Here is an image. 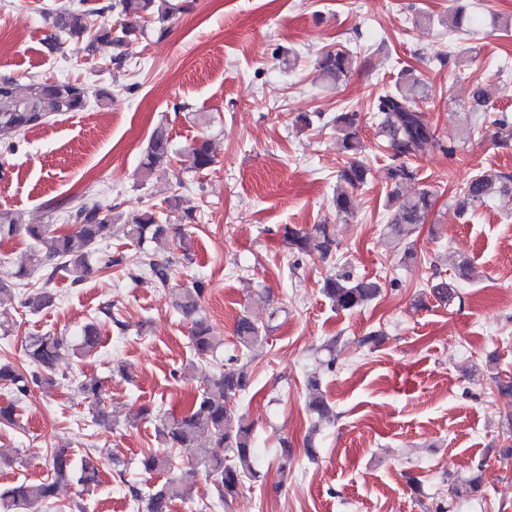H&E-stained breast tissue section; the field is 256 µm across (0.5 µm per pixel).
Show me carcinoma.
Listing matches in <instances>:
<instances>
[{
	"label": "carcinoma",
	"mask_w": 512,
	"mask_h": 512,
	"mask_svg": "<svg viewBox=\"0 0 512 512\" xmlns=\"http://www.w3.org/2000/svg\"><path fill=\"white\" fill-rule=\"evenodd\" d=\"M85 5L86 0H79L75 10L53 18L54 32L47 36L46 44L55 49L63 35L88 38L91 50L98 43H109L117 49L110 59L111 69L116 71L125 65L122 46L143 32L141 24H154L153 32L163 38L169 33L167 23L188 9L184 0H114L92 10ZM111 10L118 11L119 21L97 27L89 23L91 13L103 15ZM317 64L323 80L336 86L350 76L354 58L348 49L328 50L319 56ZM425 96L427 90L417 70L408 66L399 72L393 86L378 94L373 105V111L381 116L382 136L392 150L393 163L387 168V179L392 186L389 204L395 207L396 218L388 225V235L397 244L413 235L433 205V192L430 190L403 193L404 186L416 179V171L408 159L433 148L448 153L450 157L456 153L454 139L450 138L445 143L436 137L427 112L419 104ZM88 102L89 87L77 81H34L21 92L14 78L0 77V140H12L26 134L48 122L52 113L80 112ZM329 124L336 131V145L342 154L334 207L337 215L347 216L352 210L351 192L364 187L369 175V169L361 158L360 116L358 112L346 109L333 116ZM492 125L496 145L512 149V118L503 113L492 121ZM179 155L185 156L190 168L195 170L208 169L214 164L208 139H196L177 149L166 126L160 124L149 137L139 172L146 178L156 171H163ZM459 194L457 211L460 213L490 198L511 200L512 175L490 171L478 173L464 183ZM67 219L72 229L58 234L48 224L22 227L16 224L10 212L0 211V239L22 234L35 252L38 264L54 263L42 286L29 290L23 300V306L33 313L51 303L48 285L57 272L70 274L73 286L84 281L91 271L92 259L99 256L101 245L110 237L113 224L122 222L127 237L138 246L161 238L168 231V225L160 223L159 216L150 208L127 214L114 213L112 208L94 198L70 207ZM283 239L291 252L307 253L313 248L325 262L336 258L339 248L329 224H315L308 231L286 226ZM175 264L176 257L155 253L145 254L142 261L143 269L168 290L171 305L190 320V341L194 353L198 362L207 363L214 359V353L223 345V340L213 335L211 326L202 315L201 303L206 292L204 283L195 280L182 288L169 287ZM455 269L457 275L454 277L434 272L430 293L441 303L449 305L459 297V278L464 276L467 263L459 262ZM382 288L377 280L338 272L325 279L323 293L336 310L354 312L376 299ZM235 333L241 354L212 367L203 375L202 385L186 412L179 416L163 415L157 425L159 439L169 448H192L205 439L217 452L178 472L170 455L144 456L142 465L146 472L169 474L167 481L147 498L146 512H170L172 501L186 498L201 474L210 481L212 494L218 503L229 502L238 494L244 480L258 477L253 424L231 403L236 395L251 386V375L242 358L265 341L266 329L248 316L241 315L236 321ZM65 343L63 337L49 333L28 337L24 352L31 370L23 372L9 362H0V385L18 397L24 395L30 385L46 380L45 373L54 369ZM99 344L100 338L91 324L84 329L74 351L85 358L96 352ZM198 362L185 365L183 377L195 376ZM80 388L92 399L94 421H108L102 382L86 378L80 381ZM308 406L319 420H333L331 408L323 397H312ZM48 465L50 475L40 483L21 481L0 490V512H41V507L55 498L59 481L75 476L77 482L86 487L96 480L93 461L84 459L81 466H75L66 446L52 451Z\"/></svg>",
	"instance_id": "cac0c4a2"
}]
</instances>
